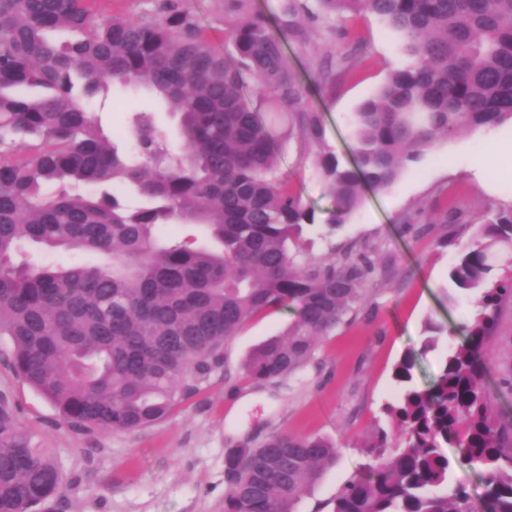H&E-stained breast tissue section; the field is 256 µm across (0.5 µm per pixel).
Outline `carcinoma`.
I'll use <instances>...</instances> for the list:
<instances>
[{"instance_id": "cac0c4a2", "label": "carcinoma", "mask_w": 512, "mask_h": 512, "mask_svg": "<svg viewBox=\"0 0 512 512\" xmlns=\"http://www.w3.org/2000/svg\"><path fill=\"white\" fill-rule=\"evenodd\" d=\"M91 2L0 0V337L16 374L74 427L129 431L166 419L223 366L224 344L251 320L293 308L296 322L243 365L248 381L289 377L318 337L368 301L376 251L353 243L311 254L304 232L315 212L280 172L262 107L318 148L335 205L328 235L436 141L512 121V0H317L326 18H378L402 47L401 65L353 113L341 157L326 148L322 113L288 54L304 26L227 0L236 18L226 56L183 0L137 17H101ZM57 29L79 38L60 46L49 38ZM350 70L343 53L314 83ZM247 75L255 104L243 94ZM114 85L169 105L175 135L134 112L125 138H110L89 106ZM475 221L478 236L459 246L449 279L481 291L479 308L461 325L428 321L423 350L448 337L429 387L412 385L413 353L399 360L393 376L405 391L383 409L398 429L366 446V471L332 512H512V420L495 409L512 392V366L490 381L487 349L512 299V207ZM178 223L201 233L160 236ZM26 243L98 262L35 265ZM448 447L484 482L480 501L450 481ZM335 460V445L316 436L234 444L224 512H296ZM63 485L52 450L1 403L0 512H34Z\"/></svg>"}]
</instances>
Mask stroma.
<instances>
[{"mask_svg": "<svg viewBox=\"0 0 512 512\" xmlns=\"http://www.w3.org/2000/svg\"><path fill=\"white\" fill-rule=\"evenodd\" d=\"M208 30L214 46L233 53L231 14L224 0H185ZM316 44L290 42L288 51L304 83L313 80L311 59L351 52V74L335 87L312 89L309 101L324 119L325 144L343 153L353 112L374 96L400 64L394 35L371 16L323 19L313 24ZM364 49L352 52L354 41ZM145 99L118 91L99 116L112 138L125 130L130 113L147 110ZM264 120L280 140L278 163L318 223H329V188L314 165V146L300 134H285L275 114ZM512 139V123L442 140L409 165L389 190L367 192L363 204L329 238L314 237L311 251L322 255L356 242L373 247L382 262L367 284L369 300L354 319L320 337L308 362L293 376L267 383L243 378L242 364L263 340L296 320L295 310L255 319L224 346V366L199 385V394L167 419L134 431L79 429L63 422L56 408L20 380L10 364L11 345L0 341V398L13 407L23 431L51 449L66 477L46 512H224V451L230 445L261 441L273 432L320 436L337 447L329 467L297 506V512H331L342 486L364 472L365 446L377 428L395 432L397 423L381 411L399 393L393 370L408 351L416 355L414 381L429 386L441 370L445 348L422 352L428 319L452 324L470 320L472 299L453 292L448 272L451 236L467 242L474 217L489 206H512V179L479 180L472 168L486 142ZM461 223H439L448 205ZM435 220L432 233L406 235V218Z\"/></svg>", "mask_w": 512, "mask_h": 512, "instance_id": "obj_1", "label": "stroma"}]
</instances>
